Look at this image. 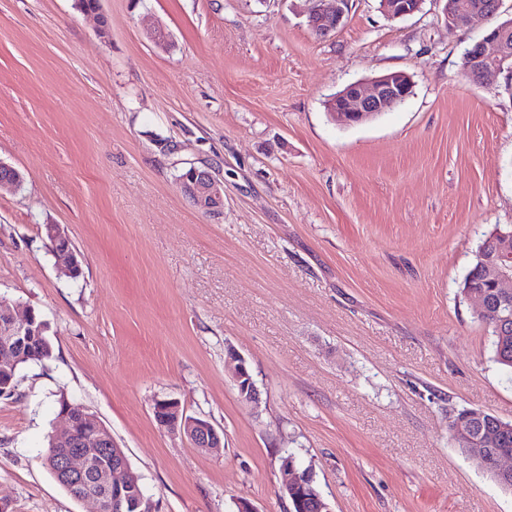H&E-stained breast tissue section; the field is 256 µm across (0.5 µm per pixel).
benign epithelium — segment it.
I'll use <instances>...</instances> for the list:
<instances>
[{
    "label": "benign epithelium",
    "mask_w": 512,
    "mask_h": 512,
    "mask_svg": "<svg viewBox=\"0 0 512 512\" xmlns=\"http://www.w3.org/2000/svg\"><path fill=\"white\" fill-rule=\"evenodd\" d=\"M386 17L398 19L421 10L424 0H382ZM443 14L447 23L466 27L475 18L493 19L502 6L500 0L486 4H473L471 0H444ZM349 0H306L305 14L311 30L326 36L339 29L348 14ZM509 22L494 25L469 49L463 59L464 75L480 84L490 85L500 74H512V44ZM413 80L404 71H394L374 77L366 83L347 85L332 98L331 116L341 125L360 124L386 112L409 97ZM22 183L21 173L13 166L0 161V187L17 188ZM180 192L198 210L213 217L224 215V183L207 167L194 164L184 168L177 178ZM46 234L56 259L63 263L70 276L78 274L81 267L79 254L72 248L70 237L59 224L45 225ZM490 243L494 259L489 272L495 287L500 290L503 303L512 298V229L492 232ZM49 330L46 320H37L31 309L10 308L0 305V366L12 367L23 356L24 350L43 339ZM236 361L233 381L240 399L247 403L259 400V390L244 359L233 349H228ZM157 424L170 432L186 435L198 448H219L223 434L209 421L188 416L178 402L161 400L153 409ZM58 419L63 428L53 434V443L60 450L56 474L72 486L89 478L96 489L79 496L91 500L97 512L106 506L112 512H154L150 499L141 489L139 477L134 475L128 458L112 437L108 428L77 402L62 400ZM494 442V434L481 438L480 446L465 449V455L478 462L483 472L489 471L504 480L512 478V453L501 452L488 459L486 448ZM313 474L299 470L294 457H282L280 466V491L298 505L309 502L311 512H331L329 505L312 487Z\"/></svg>",
    "instance_id": "7a95c632"
}]
</instances>
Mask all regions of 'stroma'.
<instances>
[{"mask_svg":"<svg viewBox=\"0 0 512 512\" xmlns=\"http://www.w3.org/2000/svg\"><path fill=\"white\" fill-rule=\"evenodd\" d=\"M302 0H0V304L39 311L51 360L0 397L10 512H94L44 467L60 397L105 424L158 512H290L282 456L331 512H512V491L448 433L461 409L512 421V374L460 284L512 226V75L469 82L484 21L440 0L391 20L351 0L320 37ZM166 47L147 36L154 25ZM106 34H99V27ZM407 72L412 95L342 126L348 84ZM224 214L179 191L186 163ZM62 225L73 279L44 233ZM260 401H241L228 349ZM178 400L224 434L161 429ZM177 178L180 192L198 210L213 217L224 214V184L207 167L191 164ZM153 414L161 428L186 435L198 448H220L223 444L222 433L205 419L187 416L177 401L156 402Z\"/></svg>","mask_w":512,"mask_h":512,"instance_id":"1","label":"stroma"}]
</instances>
